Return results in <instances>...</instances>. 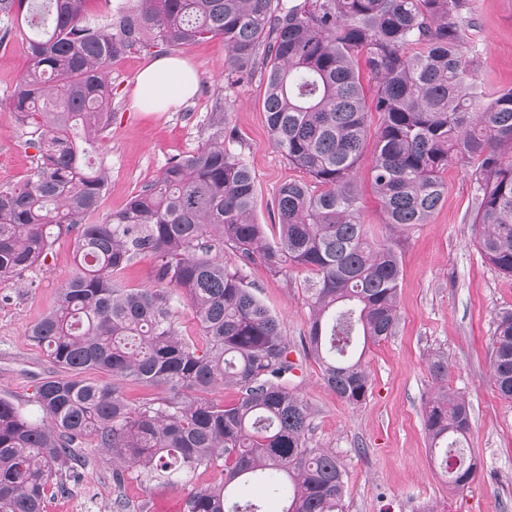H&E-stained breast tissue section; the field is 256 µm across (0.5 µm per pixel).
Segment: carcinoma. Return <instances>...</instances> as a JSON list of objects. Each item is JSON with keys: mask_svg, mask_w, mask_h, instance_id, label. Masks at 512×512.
<instances>
[{"mask_svg": "<svg viewBox=\"0 0 512 512\" xmlns=\"http://www.w3.org/2000/svg\"><path fill=\"white\" fill-rule=\"evenodd\" d=\"M30 0H0V16ZM35 36L18 34L30 65L13 112L36 150L26 180L0 187V279L45 261L54 237L75 233L77 272L30 329L63 374L41 381V418L0 398V512H45L54 476L77 475L88 435L131 476L176 482L204 466L223 481L194 492L184 512H253L229 504L253 481L284 502L282 512H345L347 473L336 453L314 448L312 411L288 387L295 364L279 319L245 284L260 260L273 275L292 264L312 272L309 349L325 384L349 405L371 389L366 348L395 334L400 262L362 222L357 172L373 143L370 180L384 224L402 233L427 223L447 185L441 173L473 163L480 253L512 277V87L485 101L472 92L468 0H134L103 26L86 0H46ZM224 40V90L267 69L264 108L274 146L309 176L284 184L275 202L280 232L270 243L254 222L255 176L224 145V113L212 139L178 159L100 224H86L109 186L108 169L85 158L112 123V62L131 51ZM377 81L366 99L359 61ZM382 120L370 131V113ZM231 250L235 262L224 260ZM155 256L153 288L116 276ZM186 302L201 329L179 330ZM491 378L512 399V311L498 313ZM88 370L110 383L81 377ZM438 389L424 425L441 477L463 490L477 462L464 441L465 397L448 388V356L432 354ZM158 390L131 401L125 385ZM231 386L236 402L209 397Z\"/></svg>", "mask_w": 512, "mask_h": 512, "instance_id": "carcinoma-1", "label": "carcinoma"}]
</instances>
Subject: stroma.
Listing matches in <instances>:
<instances>
[{
  "mask_svg": "<svg viewBox=\"0 0 512 512\" xmlns=\"http://www.w3.org/2000/svg\"><path fill=\"white\" fill-rule=\"evenodd\" d=\"M470 15L477 84L489 92L511 86L512 0H471ZM174 54L194 67L199 89L164 112L136 95V79L155 60L154 52L134 51L113 63L112 125L104 147L92 157L108 167L111 180L88 223L121 210L170 159L207 142L214 133L212 115L230 96L236 105L225 115L224 144L254 172V220L268 238L277 237L279 189L304 174L271 142L263 109L264 69L228 91L221 39L185 45ZM28 64L21 37L0 45V186L21 183L34 162L12 112V94ZM442 178L448 187L442 206L428 223L395 238L401 320L395 336L366 353L372 386L360 405H347L325 385L308 351L313 274L292 266L274 277L259 261L245 270L249 288L278 316L290 341V358L297 365L292 386L313 412L311 446L335 451L345 465V512H512V402L500 396L489 368L496 316L512 309V279L478 250L483 227L474 221L477 184L470 172L452 163ZM74 249L73 236H60L45 262L22 280L0 281V397L30 415L37 412L38 382L62 370L29 340L28 330L73 276ZM438 351L448 356L449 388L464 393L471 408L468 445L478 459V474L464 490L452 489L438 475L424 429L425 405L437 388L428 360ZM81 453L85 464L79 477H63L62 487L50 490L46 512H113L111 453L98 448L92 436ZM221 478L219 467H202L174 486L128 480L124 494L133 507L146 500L181 512L192 493Z\"/></svg>",
  "mask_w": 512,
  "mask_h": 512,
  "instance_id": "stroma-1",
  "label": "stroma"
}]
</instances>
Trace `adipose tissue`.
Masks as SVG:
<instances>
[{
  "label": "adipose tissue",
  "mask_w": 512,
  "mask_h": 512,
  "mask_svg": "<svg viewBox=\"0 0 512 512\" xmlns=\"http://www.w3.org/2000/svg\"><path fill=\"white\" fill-rule=\"evenodd\" d=\"M198 83L194 68L186 61L173 57L157 58L137 77L141 100L161 111L192 96Z\"/></svg>",
  "instance_id": "adipose-tissue-1"
}]
</instances>
